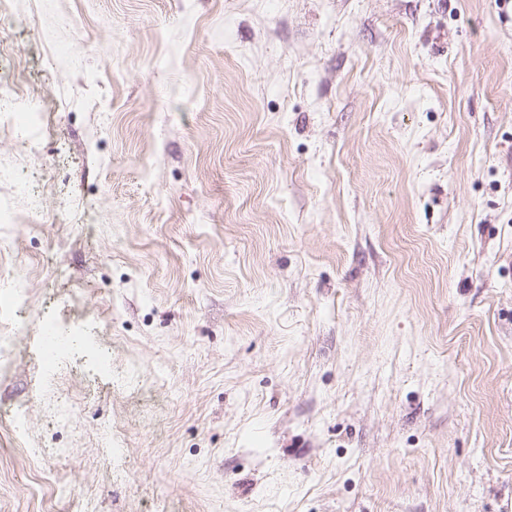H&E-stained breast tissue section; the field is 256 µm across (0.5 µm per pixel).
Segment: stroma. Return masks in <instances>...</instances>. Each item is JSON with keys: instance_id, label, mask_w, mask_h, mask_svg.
I'll use <instances>...</instances> for the list:
<instances>
[{"instance_id": "stroma-1", "label": "stroma", "mask_w": 512, "mask_h": 512, "mask_svg": "<svg viewBox=\"0 0 512 512\" xmlns=\"http://www.w3.org/2000/svg\"><path fill=\"white\" fill-rule=\"evenodd\" d=\"M0 94V512H512V0H12ZM20 300L21 294L17 290H13L7 297H2L0 293V323L10 325L18 333L28 329V324L22 316L23 305ZM42 330L51 338V342L46 346L48 361L53 358L57 348H59L61 354L66 355L72 351L86 349L89 346L88 336L77 335L71 330H65L57 323H43Z\"/></svg>"}]
</instances>
